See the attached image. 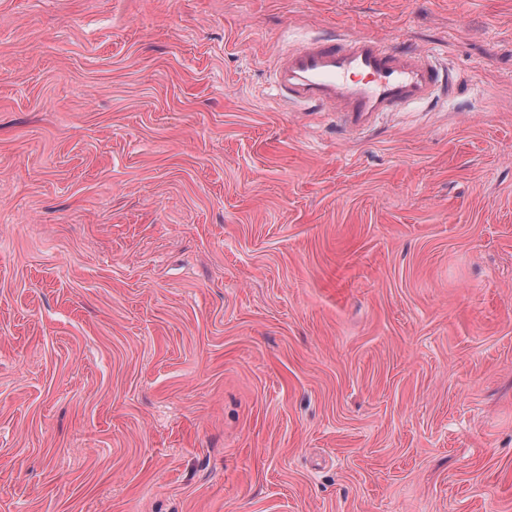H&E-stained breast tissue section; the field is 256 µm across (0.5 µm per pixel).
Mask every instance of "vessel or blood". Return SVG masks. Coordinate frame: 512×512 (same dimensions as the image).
I'll return each instance as SVG.
<instances>
[{"label":"vessel or blood","instance_id":"b4317fda","mask_svg":"<svg viewBox=\"0 0 512 512\" xmlns=\"http://www.w3.org/2000/svg\"><path fill=\"white\" fill-rule=\"evenodd\" d=\"M273 71L284 101L340 113L353 132L381 113L429 101L440 82L428 52L387 46L361 34L288 49Z\"/></svg>","mask_w":512,"mask_h":512}]
</instances>
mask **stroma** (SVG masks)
I'll use <instances>...</instances> for the list:
<instances>
[{
	"mask_svg": "<svg viewBox=\"0 0 512 512\" xmlns=\"http://www.w3.org/2000/svg\"><path fill=\"white\" fill-rule=\"evenodd\" d=\"M0 512H512V0H0ZM431 55L386 46L368 35L319 39L281 53L273 67L283 100L339 112L352 132L384 112L429 101L440 82Z\"/></svg>",
	"mask_w": 512,
	"mask_h": 512,
	"instance_id": "stroma-1",
	"label": "stroma"
}]
</instances>
